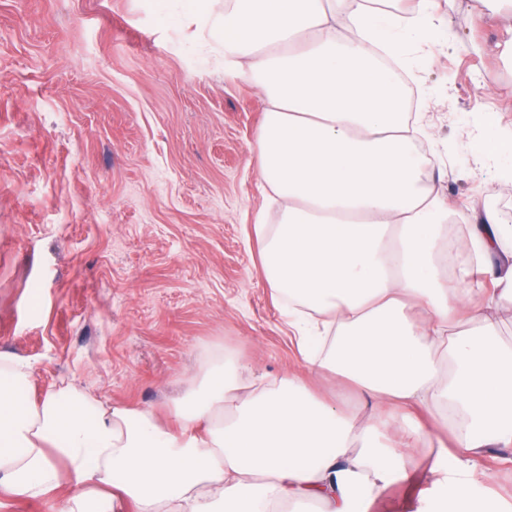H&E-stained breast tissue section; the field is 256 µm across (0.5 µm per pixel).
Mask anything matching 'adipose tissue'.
<instances>
[{
	"instance_id": "1",
	"label": "adipose tissue",
	"mask_w": 512,
	"mask_h": 512,
	"mask_svg": "<svg viewBox=\"0 0 512 512\" xmlns=\"http://www.w3.org/2000/svg\"><path fill=\"white\" fill-rule=\"evenodd\" d=\"M219 29L225 64L266 104L256 178L280 218L255 232L272 296L289 301L303 364L351 384L371 413L345 415L298 378L241 390L242 364L220 359L173 430L71 382L35 394L31 364L0 353V498L59 512H367L420 448L433 512H477L438 433L471 451L512 445V338L494 320L512 304V262H499L512 225L485 211L449 269L458 207L378 58L440 36L436 0H229ZM391 406L392 449L379 432Z\"/></svg>"
}]
</instances>
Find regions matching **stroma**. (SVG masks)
I'll return each mask as SVG.
<instances>
[{
  "label": "stroma",
  "instance_id": "stroma-1",
  "mask_svg": "<svg viewBox=\"0 0 512 512\" xmlns=\"http://www.w3.org/2000/svg\"><path fill=\"white\" fill-rule=\"evenodd\" d=\"M438 0L446 38L408 49L410 106L444 161L442 195L476 223L512 219L485 120L512 130L505 25ZM184 0H0V352L38 390L67 379L172 425L216 358L243 384L306 373L265 281L253 226L264 103L224 63L217 19ZM479 512H512V445L477 449ZM431 479L391 482L368 512H426Z\"/></svg>",
  "mask_w": 512,
  "mask_h": 512
}]
</instances>
